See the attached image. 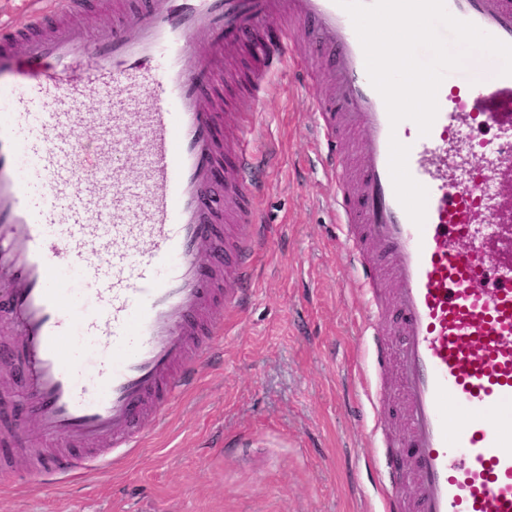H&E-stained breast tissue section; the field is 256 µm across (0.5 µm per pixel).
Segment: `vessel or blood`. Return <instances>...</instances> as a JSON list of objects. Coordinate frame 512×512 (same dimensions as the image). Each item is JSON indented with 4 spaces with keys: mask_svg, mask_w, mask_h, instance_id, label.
Listing matches in <instances>:
<instances>
[{
    "mask_svg": "<svg viewBox=\"0 0 512 512\" xmlns=\"http://www.w3.org/2000/svg\"><path fill=\"white\" fill-rule=\"evenodd\" d=\"M458 19L512 44V0H445ZM0 23V304L20 338L19 397L43 451L36 475L85 468L82 452L137 448L146 421L189 386L255 279L266 236L260 200L270 157L255 147L268 79L294 60L293 27L331 65L307 72L319 164L344 226L343 262L370 316L360 385L381 454L365 468L383 512H512V236L481 182L441 175L429 161L461 123L497 125L512 110V76L458 69L441 83L428 135L391 125L371 85L352 21L335 0H148L95 40L72 26ZM282 27L273 41L263 25ZM249 47L250 111L228 119L202 100L225 53ZM199 65L189 66L188 56ZM99 95L86 97L84 82ZM94 124L109 148L90 156L67 130ZM135 141H123L127 128ZM360 137L352 156L340 143ZM410 148L408 169L426 187L424 226L398 201L389 140ZM137 160L138 189L112 196L118 158ZM86 272L93 308L56 283L61 258ZM396 321L399 349L383 326ZM106 350L93 375L63 346L74 329ZM396 368L406 431L392 437L378 411ZM413 500H405L406 488Z\"/></svg>",
    "mask_w": 512,
    "mask_h": 512,
    "instance_id": "1",
    "label": "vessel or blood"
}]
</instances>
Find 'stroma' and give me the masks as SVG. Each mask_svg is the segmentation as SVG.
Listing matches in <instances>:
<instances>
[{
  "label": "stroma",
  "instance_id": "35a3bbf8",
  "mask_svg": "<svg viewBox=\"0 0 512 512\" xmlns=\"http://www.w3.org/2000/svg\"><path fill=\"white\" fill-rule=\"evenodd\" d=\"M144 0H87L74 24L88 37ZM257 144L272 147L260 206L267 238L247 307L224 322L222 349L200 366L142 445L71 481L37 478L25 448L0 446L14 480L0 512H381L364 467L372 412L357 383L368 317L341 260L331 190L312 151L311 92L276 72ZM512 121L459 128L434 167L467 181L498 166Z\"/></svg>",
  "mask_w": 512,
  "mask_h": 512
}]
</instances>
